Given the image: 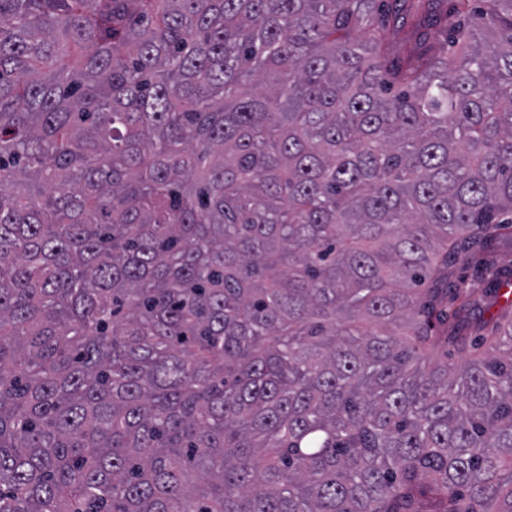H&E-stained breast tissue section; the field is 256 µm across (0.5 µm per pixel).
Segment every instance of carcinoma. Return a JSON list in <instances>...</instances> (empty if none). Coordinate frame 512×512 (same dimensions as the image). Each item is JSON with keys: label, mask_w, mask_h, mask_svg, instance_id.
Wrapping results in <instances>:
<instances>
[{"label": "carcinoma", "mask_w": 512, "mask_h": 512, "mask_svg": "<svg viewBox=\"0 0 512 512\" xmlns=\"http://www.w3.org/2000/svg\"><path fill=\"white\" fill-rule=\"evenodd\" d=\"M509 224L512 0H0V512H512ZM489 281L479 274L466 252L456 254L453 261V277L448 281V288H461L472 303L475 313L489 320L497 314L499 305L489 306L491 293Z\"/></svg>", "instance_id": "1"}]
</instances>
